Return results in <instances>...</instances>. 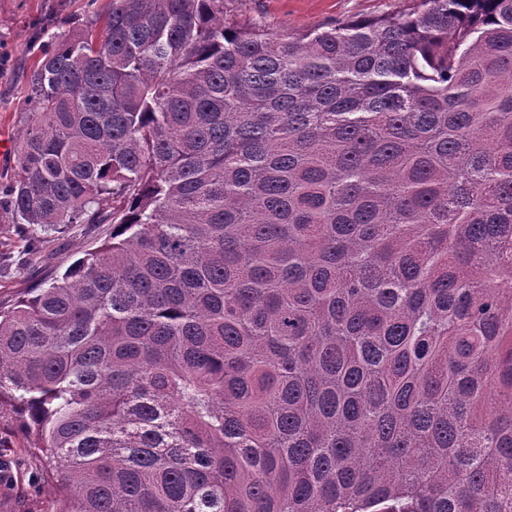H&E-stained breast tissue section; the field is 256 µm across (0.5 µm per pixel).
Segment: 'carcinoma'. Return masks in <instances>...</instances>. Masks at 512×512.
Listing matches in <instances>:
<instances>
[{
    "label": "carcinoma",
    "instance_id": "carcinoma-1",
    "mask_svg": "<svg viewBox=\"0 0 512 512\" xmlns=\"http://www.w3.org/2000/svg\"><path fill=\"white\" fill-rule=\"evenodd\" d=\"M419 2L41 31L0 208L112 225L0 309L54 512H512V0ZM416 0H224V22L238 28L301 33L344 19L400 14Z\"/></svg>",
    "mask_w": 512,
    "mask_h": 512
}]
</instances>
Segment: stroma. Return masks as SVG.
I'll use <instances>...</instances> for the list:
<instances>
[{"label":"stroma","mask_w":512,"mask_h":512,"mask_svg":"<svg viewBox=\"0 0 512 512\" xmlns=\"http://www.w3.org/2000/svg\"><path fill=\"white\" fill-rule=\"evenodd\" d=\"M87 0H0V183L17 168L16 147L23 132L27 79L39 56L43 28L79 30L86 20ZM416 0H224V20L238 28L262 25L268 32L301 33L344 19L400 14ZM109 225L89 231L73 227L41 243L39 254H28L7 211L0 209V306L9 307L35 287L45 266L62 270L104 241ZM55 482L9 410L0 411V512H50Z\"/></svg>","instance_id":"35a3bbf8"}]
</instances>
